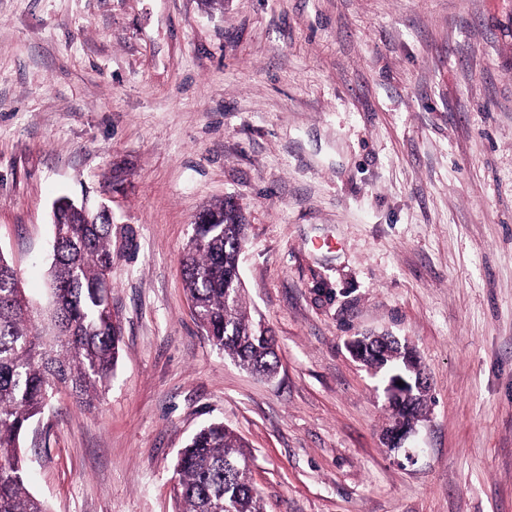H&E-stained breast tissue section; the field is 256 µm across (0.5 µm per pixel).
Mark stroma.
<instances>
[{
    "label": "stroma",
    "mask_w": 512,
    "mask_h": 512,
    "mask_svg": "<svg viewBox=\"0 0 512 512\" xmlns=\"http://www.w3.org/2000/svg\"><path fill=\"white\" fill-rule=\"evenodd\" d=\"M63 195L112 212L123 341L93 408L60 389L24 438L50 512H175L212 421L264 512H512V0H0V254L40 303ZM228 199L271 378L184 286ZM367 334L429 378L415 461Z\"/></svg>",
    "instance_id": "1"
}]
</instances>
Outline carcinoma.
<instances>
[{"label": "carcinoma", "instance_id": "obj_1", "mask_svg": "<svg viewBox=\"0 0 512 512\" xmlns=\"http://www.w3.org/2000/svg\"><path fill=\"white\" fill-rule=\"evenodd\" d=\"M61 223L53 225L58 251L49 268L52 295L41 313L20 287L15 268L0 254V512H48L27 488L29 474L20 440L39 419L53 389L64 386L90 407L109 383L118 361L121 329L103 282L112 269V225L68 197ZM209 224L197 225L182 259L185 290L198 310L209 341L224 356L259 374L277 368L273 335L243 307L244 289L228 304L226 289L237 277V250L247 224L228 201L206 211ZM360 354L386 383L424 373L405 345L387 348L378 338L362 337ZM427 392L392 405L405 423L417 422ZM241 438L222 422L200 429L180 453L175 495L177 512H264L262 498L248 476Z\"/></svg>", "mask_w": 512, "mask_h": 512}]
</instances>
